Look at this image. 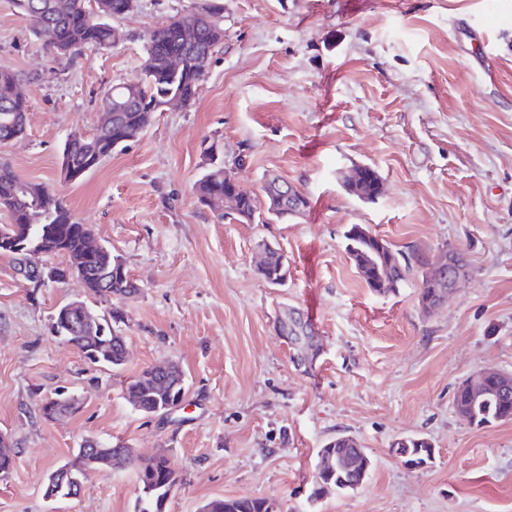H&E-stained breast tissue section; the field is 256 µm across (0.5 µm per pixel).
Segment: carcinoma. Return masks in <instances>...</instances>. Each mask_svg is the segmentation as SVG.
Instances as JSON below:
<instances>
[{"mask_svg":"<svg viewBox=\"0 0 512 512\" xmlns=\"http://www.w3.org/2000/svg\"><path fill=\"white\" fill-rule=\"evenodd\" d=\"M17 8L27 16L35 36L58 58H72L86 50L106 48L112 43L110 20L131 12L136 0H15ZM224 6L210 2L198 9L175 15L165 24L151 30L145 40V54L139 74L106 92L101 111L111 113L107 124H97L92 134L80 139H69L64 144L62 158L73 171L72 182L81 180L105 158L128 146L117 139L119 134L138 137L153 121L154 114L171 94L182 93L192 102L210 65L213 52L224 39ZM194 29L197 42L191 47L180 41L181 30ZM183 58V69H171L170 56ZM19 76L10 70H0V143L21 136L27 123L26 101L18 98ZM367 180L344 182L345 191L361 200H370L371 184L382 180L379 171L363 165ZM197 200L224 197V164L209 158L208 167L194 183ZM301 192L277 176L268 177L262 186V195L249 189L242 190L240 205L233 212L220 213L218 218L235 220L242 224H269L302 214L299 209ZM0 211L8 215V232L33 244L52 243L56 249L44 256H60L65 263L56 265L62 272H76L85 268L91 279L89 292L104 301L122 300L140 292V286L128 272L114 269L119 257L112 249L102 246L97 252L86 254V241L93 235L90 225L80 223L70 208L54 190L21 179L6 162H0ZM346 251L360 276L369 282L368 271L381 259L392 265L390 286L382 293H394L413 269V263L429 264L421 256L410 258L395 249L387 240L371 233L361 224H351L344 232ZM288 266V256L278 247L267 252L266 283L280 285L278 270ZM122 321L120 308L110 309L109 317H100L95 323L97 335L88 336L81 328H72L59 339L78 349L94 365L119 369L123 364L124 336L114 328ZM279 327L298 341L308 335L307 325L296 311L285 313ZM497 385L488 383L485 395L474 399L466 385L457 388L454 406L459 414L476 425L512 419V411L501 410L495 393ZM125 391L133 407L145 414H158L182 402L186 394L183 372L175 368L161 376L152 368L144 369L126 383ZM90 451L77 449L73 458L62 466L70 475L82 478L87 467L88 454L98 460V467L110 468L117 463L136 466L138 472L141 508L139 512H158L160 498L167 488L177 483L175 471L166 458L127 456L122 449L104 442L88 443ZM403 447L416 458H431V442L421 436L404 438ZM324 455H339L356 459L367 467L372 461L367 450L355 447L353 439L339 435L325 444ZM361 476L355 469L330 471L322 477L323 485L341 491L355 490ZM270 505L258 498H216L205 506L206 512H269Z\"/></svg>","mask_w":512,"mask_h":512,"instance_id":"obj_1","label":"carcinoma"}]
</instances>
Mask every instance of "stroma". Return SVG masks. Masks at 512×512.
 <instances>
[{
	"instance_id": "35a3bbf8",
	"label": "stroma",
	"mask_w": 512,
	"mask_h": 512,
	"mask_svg": "<svg viewBox=\"0 0 512 512\" xmlns=\"http://www.w3.org/2000/svg\"><path fill=\"white\" fill-rule=\"evenodd\" d=\"M201 2L137 0L111 21L122 40L67 60L0 0V70L20 76L28 105L0 159L58 192L142 287L119 303L127 357L115 371L50 330L67 303L99 315L110 303L73 277L32 288L0 256V432L18 450L0 512H138L131 466L88 471L79 497L44 498L87 440L164 453L179 479L165 512L243 496L274 512H512V421L477 426L453 404L477 370L512 374V0H221L224 42L194 103L63 183L65 141L91 134L103 94L139 73L144 35ZM208 143L249 190L271 175L297 186L306 212L218 220L192 191ZM361 163L382 176L377 200L343 188ZM351 224L429 259L461 249L467 276L431 314L421 267L377 294L346 252ZM262 240L287 254L285 285L256 274ZM291 308L308 315L310 343L279 332ZM169 360L186 378L181 407L137 411L125 381ZM59 394L80 410L43 419ZM340 434L372 468L357 490L314 496L319 451ZM415 435L433 447L419 467L393 450Z\"/></svg>"
}]
</instances>
